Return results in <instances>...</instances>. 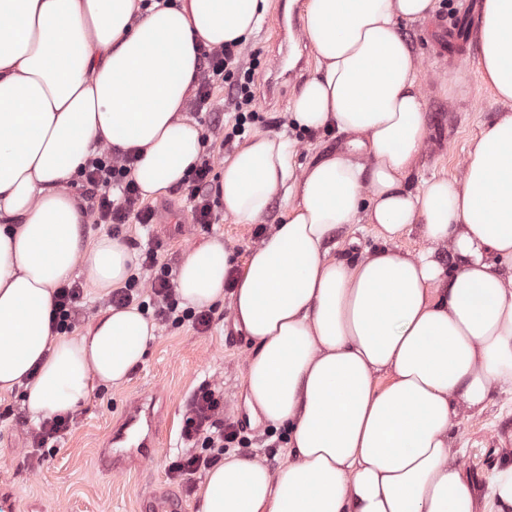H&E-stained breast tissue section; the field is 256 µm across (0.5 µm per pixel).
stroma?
Returning a JSON list of instances; mask_svg holds the SVG:
<instances>
[{"instance_id": "obj_1", "label": "stroma", "mask_w": 512, "mask_h": 512, "mask_svg": "<svg viewBox=\"0 0 512 512\" xmlns=\"http://www.w3.org/2000/svg\"><path fill=\"white\" fill-rule=\"evenodd\" d=\"M456 0H439L434 19L404 22L400 34L415 55L422 74L427 102L430 145L423 154L414 182L445 176L462 178L470 141L483 123L490 121L502 105L494 92L481 84L475 57L456 63L448 57L441 30L454 17ZM316 58H308L298 80L287 86L275 100L257 96L259 112L265 121L259 131L284 134L300 142L297 160L307 163L342 151L345 137L330 132H303L293 129L288 107L305 83L314 75ZM161 200L175 215L172 222L154 224L145 230L127 224L123 241L132 251L143 249L148 240L161 244L162 262L179 268L189 247L219 237L237 256H245L259 234L268 232L288 207L283 196H275L269 214L260 224H239L215 205L219 223L197 224L189 204L175 189H168ZM250 344L235 329L229 307H215L210 329L201 333L191 325L161 327L148 349L144 362L137 365L121 385H99L88 400L74 411L72 427L54 445L45 447L39 466L23 459L34 431L21 405L20 394L0 398V493L13 496L17 512H142V497L153 489L162 496L179 499L183 512H195L193 490L201 475L190 481L175 479L169 466L185 453L181 428L189 394L203 382L219 384L224 390V410L244 428L252 445L247 457H257L270 468L286 459V448L268 445L267 424L251 420L244 403L243 378ZM164 391L162 432L159 445L148 462L129 461L125 473L108 475L97 463L101 443L123 421L131 403ZM456 463L468 476L477 498H484L498 470L512 463V393L493 390L482 412L460 416L453 430Z\"/></svg>"}]
</instances>
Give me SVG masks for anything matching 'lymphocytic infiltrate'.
I'll use <instances>...</instances> for the list:
<instances>
[{
	"label": "lymphocytic infiltrate",
	"instance_id": "lymphocytic-infiltrate-1",
	"mask_svg": "<svg viewBox=\"0 0 512 512\" xmlns=\"http://www.w3.org/2000/svg\"><path fill=\"white\" fill-rule=\"evenodd\" d=\"M199 79L196 93L190 102L194 111L212 112L213 93L225 87L230 104L231 130L225 141L243 135L248 125L260 121L256 109L254 75L260 64L252 59L243 64L239 45L230 42L221 48L198 46ZM130 156L108 149L98 152L83 170V185L88 205L85 210L93 223L110 225L112 235H119L129 222L151 224L154 211L146 206L139 188L131 176ZM213 162L203 156L192 174L181 186L195 220L200 224L217 223L210 201ZM141 268L147 278L130 277L125 286L113 290L109 301L121 308L138 304L141 310H152L159 326H180L191 323L200 331L208 330L212 314L206 310L181 307L173 285L172 268L160 262L158 245H147L139 255ZM84 288L73 281L56 289L51 326L59 333L71 332L80 315L86 314ZM181 435L191 445L190 453L171 462L169 472L177 478L187 477L216 465L229 448H248L252 441L234 421L224 414V393L211 383H203L192 393L186 403Z\"/></svg>",
	"mask_w": 512,
	"mask_h": 512
}]
</instances>
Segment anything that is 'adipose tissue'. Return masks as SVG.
<instances>
[{"label": "adipose tissue", "mask_w": 512, "mask_h": 512, "mask_svg": "<svg viewBox=\"0 0 512 512\" xmlns=\"http://www.w3.org/2000/svg\"><path fill=\"white\" fill-rule=\"evenodd\" d=\"M437 2L307 0L318 68L290 119L345 135L346 149L299 166L297 140L258 132L224 162L217 195L237 223H262L279 194L288 209L243 262L220 238L192 247L176 291L198 309L228 300L252 344L247 402L286 429L288 459L272 470L226 456L197 512H512V464L478 503L452 442L463 413L512 390V280L499 273L512 269V0H483L478 26L479 74L503 112L462 180L416 187L428 112L399 27ZM267 9L0 0V395L21 390L31 422L125 382L156 333L134 305L52 331L54 291L76 271L107 292L135 269L124 242L86 236L70 183L110 148L135 155L143 198L179 184L204 151L185 115L197 45L246 41ZM351 224L372 225L379 245L348 262L332 251ZM415 226L428 248L402 250Z\"/></svg>", "instance_id": "adipose-tissue-1"}]
</instances>
